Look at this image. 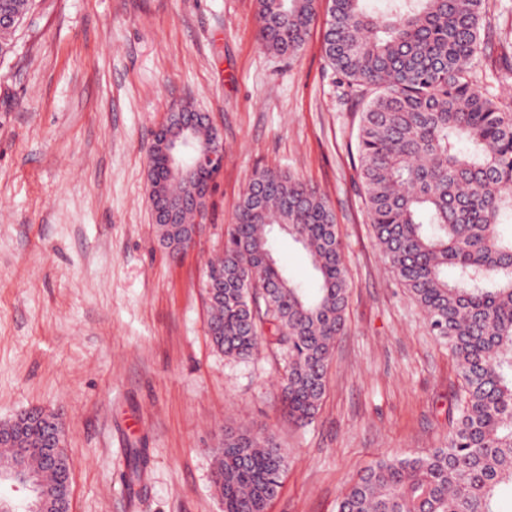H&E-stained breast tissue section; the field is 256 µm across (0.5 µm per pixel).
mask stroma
<instances>
[{
    "mask_svg": "<svg viewBox=\"0 0 512 512\" xmlns=\"http://www.w3.org/2000/svg\"><path fill=\"white\" fill-rule=\"evenodd\" d=\"M329 0L303 49L260 44L257 0H32L0 57V422L61 413L71 512H222L213 448L229 429L288 455L267 512H336L376 457L448 433L460 384L376 243L362 198L360 107L324 56ZM478 60L512 48V0H490ZM209 113L224 170L194 244L163 248L147 161L171 107ZM293 173L331 208L352 288L321 407L304 427L271 349L225 358L202 282L255 170ZM140 458V479L130 463Z\"/></svg>",
    "mask_w": 512,
    "mask_h": 512,
    "instance_id": "obj_1",
    "label": "stroma"
}]
</instances>
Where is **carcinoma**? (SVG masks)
I'll list each match as a JSON object with an SVG mask.
<instances>
[{
	"label": "carcinoma",
	"mask_w": 512,
	"mask_h": 512,
	"mask_svg": "<svg viewBox=\"0 0 512 512\" xmlns=\"http://www.w3.org/2000/svg\"><path fill=\"white\" fill-rule=\"evenodd\" d=\"M317 0H258L262 44L293 55L305 45ZM325 57L363 102L359 178L377 244L400 284L456 360L461 388L446 441L415 457L375 459L342 494L338 512H506L512 500V102L493 84L512 79V57L489 79L473 69L489 0H329ZM29 0H0L12 23ZM203 288L217 350L248 359L264 346L283 356L290 419L312 421L346 327L351 283L344 243L326 202L300 178L253 173ZM287 237L306 252L315 286L296 282L275 257ZM40 423L17 436L19 458L42 481L41 512H58L62 473L41 454ZM223 512H266L288 457L275 439L227 432L214 449Z\"/></svg>",
	"instance_id": "obj_1"
}]
</instances>
